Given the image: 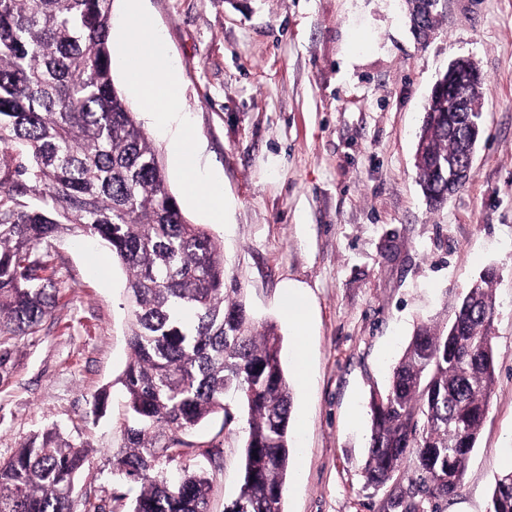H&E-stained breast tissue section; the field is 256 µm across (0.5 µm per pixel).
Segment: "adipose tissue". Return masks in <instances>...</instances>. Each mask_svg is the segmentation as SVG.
<instances>
[{
    "mask_svg": "<svg viewBox=\"0 0 512 512\" xmlns=\"http://www.w3.org/2000/svg\"><path fill=\"white\" fill-rule=\"evenodd\" d=\"M122 52L138 101L174 130L173 157L187 198L207 207L215 222H223V184L217 174L200 171L195 131L176 108L178 87L162 35L133 13Z\"/></svg>",
    "mask_w": 512,
    "mask_h": 512,
    "instance_id": "ef3b65f1",
    "label": "adipose tissue"
}]
</instances>
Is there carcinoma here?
<instances>
[{"label":"carcinoma","instance_id":"cac0c4a2","mask_svg":"<svg viewBox=\"0 0 512 512\" xmlns=\"http://www.w3.org/2000/svg\"><path fill=\"white\" fill-rule=\"evenodd\" d=\"M411 20L438 15L437 0H409ZM113 0H0V333L35 330L57 288L36 248L72 226L103 242L126 269L131 359L120 383L129 412L113 461L131 512H210L212 481L180 463L184 435L210 415L247 412L242 481L230 512H283L291 463L292 389L276 325L257 327L224 254L190 223L167 186L153 141L115 85L109 36ZM432 91L417 148L429 203L448 202L464 145L480 131L448 111V74ZM481 78L459 89L476 109ZM495 272L461 297L451 324H421L385 391L371 396L362 471L389 481L415 457L414 481L431 499L461 490L494 391ZM84 449L47 428L0 461V512H106L77 484ZM392 506L425 512L412 492ZM490 512H512V470Z\"/></svg>","mask_w":512,"mask_h":512}]
</instances>
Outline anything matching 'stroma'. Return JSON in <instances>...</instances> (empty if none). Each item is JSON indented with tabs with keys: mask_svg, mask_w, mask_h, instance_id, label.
<instances>
[{
	"mask_svg": "<svg viewBox=\"0 0 512 512\" xmlns=\"http://www.w3.org/2000/svg\"><path fill=\"white\" fill-rule=\"evenodd\" d=\"M166 41L198 163L224 177V221L207 225L256 323L276 324L293 392L284 512H394L415 468L406 456L367 485L369 397L384 388L420 323L445 325L495 269L496 380L457 496L436 512H489L512 468V0H442L414 34L405 0H141ZM481 73L483 134L469 183L429 206L415 152L438 76L458 57ZM59 290L38 332L0 337V461L58 427L88 452L78 483L107 512L131 501L112 474L122 448L119 379L129 361L127 275L100 242L66 231L37 248ZM311 310L300 384L288 287ZM104 416L90 413L101 389ZM247 416L214 415L189 436L220 442L211 512L242 478Z\"/></svg>",
	"mask_w": 512,
	"mask_h": 512,
	"instance_id": "obj_1",
	"label": "stroma"
}]
</instances>
